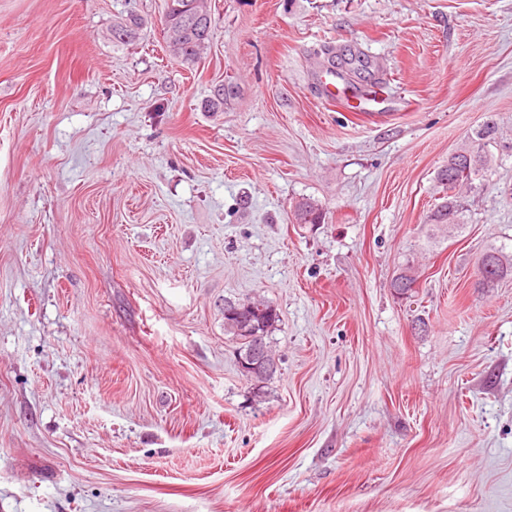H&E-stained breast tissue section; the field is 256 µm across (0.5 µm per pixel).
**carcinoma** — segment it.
<instances>
[{
    "mask_svg": "<svg viewBox=\"0 0 512 512\" xmlns=\"http://www.w3.org/2000/svg\"><path fill=\"white\" fill-rule=\"evenodd\" d=\"M166 44L170 55L187 65L197 63L207 50L213 35L210 0H166ZM143 20L134 14L112 26L110 36L112 42L129 44L137 38ZM236 95L235 87L224 86V95L217 98L209 96L204 103L208 112L224 111V104ZM492 164V158L483 152L480 145L472 143L462 147L448 157V163L437 173V184L440 187L441 202L428 216L430 233L428 242L434 243L439 238L450 236L463 226L460 190L472 187L474 181ZM293 215L299 224H321L324 212L321 204L310 197L301 198L293 206ZM483 260L492 267L489 274L501 278L512 272V255L504 249H493L483 255ZM417 277L412 265H407L393 279L392 287L400 295L412 291ZM254 309L241 315L224 316V334L235 342L237 350L245 351L251 341L243 338L250 336L252 341H265L269 332L279 321L276 309L269 303L256 300L252 302Z\"/></svg>",
    "mask_w": 512,
    "mask_h": 512,
    "instance_id": "cac0c4a2",
    "label": "carcinoma"
}]
</instances>
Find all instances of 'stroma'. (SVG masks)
I'll list each match as a JSON object with an SVG mask.
<instances>
[{"label": "stroma", "mask_w": 512, "mask_h": 512, "mask_svg": "<svg viewBox=\"0 0 512 512\" xmlns=\"http://www.w3.org/2000/svg\"><path fill=\"white\" fill-rule=\"evenodd\" d=\"M212 11L188 66L164 0H0V512H512V275L476 273L512 252V0ZM491 115L467 225L426 246ZM254 297L260 398L224 333ZM142 25L143 20L138 15L130 14L127 18L112 26L110 33L112 42L130 44L137 38ZM492 158L483 152L480 143L462 147L448 157V164L443 165L437 173V184L441 188L442 201L428 216L427 224L431 227L428 242L436 243L438 238L450 236L454 230L463 226L464 206L460 190L472 188L474 181L488 170ZM293 215L298 224H320L324 221L321 204L310 197L301 198L295 202ZM481 259L487 261V264L492 267L488 274L494 276V280L512 272V255L507 254L503 248L487 251ZM494 280L490 279L489 281ZM247 304H252L255 310H248L247 313L241 315H224V333L235 342L238 352L244 353L251 345V341L240 342L239 339H245V336H251L252 341L260 340L264 344L268 356L273 363V367L266 370L264 374L257 378L256 383H263L267 378H270L277 370V363L275 357L269 350V346L265 341L269 332L279 321V315L276 309L268 302L262 300L247 301L237 303V305L244 307ZM242 317V318H240Z\"/></svg>", "instance_id": "35a3bbf8"}]
</instances>
